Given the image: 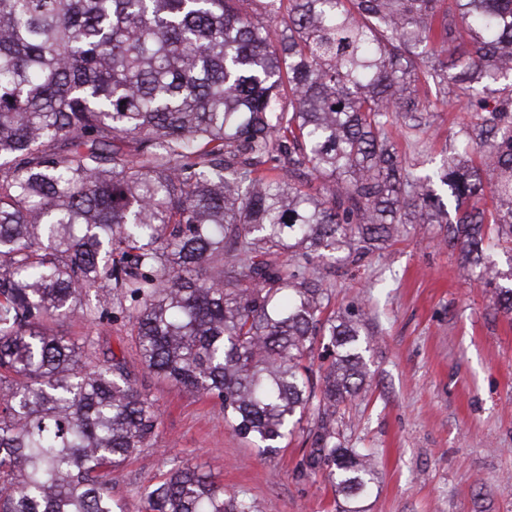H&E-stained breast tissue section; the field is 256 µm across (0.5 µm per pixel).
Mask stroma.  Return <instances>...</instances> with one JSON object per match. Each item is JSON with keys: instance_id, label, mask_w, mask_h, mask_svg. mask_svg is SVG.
<instances>
[{"instance_id": "obj_1", "label": "stroma", "mask_w": 512, "mask_h": 512, "mask_svg": "<svg viewBox=\"0 0 512 512\" xmlns=\"http://www.w3.org/2000/svg\"><path fill=\"white\" fill-rule=\"evenodd\" d=\"M469 120L455 103L441 104L425 152L402 135L394 141L422 170ZM318 273L330 310L359 311L370 332L366 388L338 416L343 445L375 457L378 482L364 512H512V315L497 311L490 288L463 277L458 251L441 244L435 224L407 225L362 261ZM95 337L125 358L162 411L152 445L112 474V494L126 512H140L144 489L182 464L275 512L343 507L324 474L306 466L307 429L259 456L225 426L218 400L149 374L125 330L100 326Z\"/></svg>"}]
</instances>
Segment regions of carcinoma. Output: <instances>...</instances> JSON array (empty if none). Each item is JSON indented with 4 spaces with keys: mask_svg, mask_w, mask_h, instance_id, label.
Masks as SVG:
<instances>
[{
    "mask_svg": "<svg viewBox=\"0 0 512 512\" xmlns=\"http://www.w3.org/2000/svg\"><path fill=\"white\" fill-rule=\"evenodd\" d=\"M511 75L512 0H0V512H124L112 473L157 435L126 361L59 320L121 322L263 455L311 419L308 466L363 512L337 414L365 323L325 314L316 266L438 224L511 314L512 90L423 176L390 132ZM142 512L259 510L184 465Z\"/></svg>",
    "mask_w": 512,
    "mask_h": 512,
    "instance_id": "cac0c4a2",
    "label": "carcinoma"
}]
</instances>
